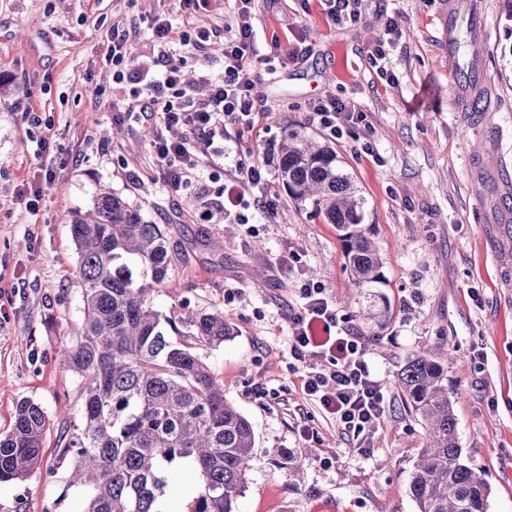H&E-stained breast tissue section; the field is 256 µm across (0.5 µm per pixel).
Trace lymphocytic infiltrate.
<instances>
[{
  "label": "lymphocytic infiltrate",
  "instance_id": "1",
  "mask_svg": "<svg viewBox=\"0 0 512 512\" xmlns=\"http://www.w3.org/2000/svg\"><path fill=\"white\" fill-rule=\"evenodd\" d=\"M237 26L223 45L224 72L211 79L205 98L193 97L185 89L181 70L166 65L158 73L128 72L129 36L126 31H112L105 57L111 62L115 83L132 82V99L141 102L144 120L162 115L163 126L155 130L152 154L164 172L169 193L175 194L188 184L190 174L214 167L224 154V144L238 137L242 130L255 126L259 100L247 70L256 62V32L253 0H237ZM313 110L320 125L336 132L345 124H363L366 113L334 97L318 98ZM264 179V165L236 160L224 172V184L216 204L230 224L249 223L248 210L257 207L273 212V205L261 199H248L251 187ZM303 303L291 317V353L302 366L304 393L315 400L325 416L336 421L351 442L354 452L366 455L370 448L368 431L384 418V396L371 374L362 342L354 336L337 334V318L322 286L301 290Z\"/></svg>",
  "mask_w": 512,
  "mask_h": 512
}]
</instances>
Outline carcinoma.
<instances>
[{
	"label": "carcinoma",
	"instance_id": "carcinoma-1",
	"mask_svg": "<svg viewBox=\"0 0 512 512\" xmlns=\"http://www.w3.org/2000/svg\"><path fill=\"white\" fill-rule=\"evenodd\" d=\"M473 19L451 21L448 53L454 80L469 74ZM278 170L289 196L311 204L336 226L353 286L385 279L362 198L336 153L303 131L288 130ZM81 281L83 321L61 361L82 379L80 424L64 435L72 460L69 483L87 489L83 512H160L170 474H198L184 512H234L249 479L255 447L250 420L224 397V383L187 343L172 342V320L154 308L184 256L166 227L105 188L71 225ZM183 335L219 346L230 335L224 313H187ZM443 345L409 360L397 387L426 430L409 477L417 512H489L491 485L459 447L448 394ZM49 417L40 404H17L11 430L0 435V483L23 481L42 468Z\"/></svg>",
	"mask_w": 512,
	"mask_h": 512
}]
</instances>
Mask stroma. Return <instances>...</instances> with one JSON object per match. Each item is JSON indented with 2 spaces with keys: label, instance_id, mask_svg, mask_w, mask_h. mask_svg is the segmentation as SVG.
Masks as SVG:
<instances>
[{
  "label": "stroma",
  "instance_id": "35a3bbf8",
  "mask_svg": "<svg viewBox=\"0 0 512 512\" xmlns=\"http://www.w3.org/2000/svg\"><path fill=\"white\" fill-rule=\"evenodd\" d=\"M444 0H364L359 23H333L320 0H255L259 45L279 38L299 48L297 61L249 72L262 112L253 130L228 142L231 159L275 158L285 132L298 129L336 152L364 199L363 221L374 230L385 281L355 290L334 225L313 208H298L277 170L259 189L274 215L251 224L222 216L199 220L224 183L211 171L208 195L196 187L168 193L153 158L151 127L128 111L129 84L115 83L103 43L113 27L130 33V66L154 69L159 54L181 67L194 94L222 74L224 56L161 44L151 23L224 35L237 20L235 0H199L185 15L178 0H0V435L18 402L39 403L50 419L44 468L23 481L0 483V512H81L86 490L69 484L70 461L58 458L64 425L81 414V380L59 361L56 347L82 320L81 284L70 227L91 208L99 188L136 205L169 228L185 261L158 310L220 311L231 334L197 354L224 383V395L251 421L254 459L237 512H417L408 476L424 428L395 381L422 350L446 343L448 387L454 392L459 444L487 472L490 512H512V216L498 200L494 177L468 166L474 144L496 152L512 176V0H465L484 7L488 41L481 61L494 88L486 118H469L449 89ZM394 20L400 38L376 65L366 55ZM335 96L366 112L369 126L345 125L328 136L310 108ZM38 113L53 126V147L35 155ZM371 143L372 155L357 154ZM53 170L36 210L20 198L38 168ZM223 239L212 254L207 240ZM325 287L341 334L359 337L382 388L386 414L368 434L369 455L302 390L291 355L289 314L302 284ZM389 310L382 328L363 316L372 296ZM483 351L480 364L472 348ZM313 428L316 439L302 437ZM313 460L294 474L285 451ZM329 465L315 462L317 452Z\"/></svg>",
  "mask_w": 512,
  "mask_h": 512
}]
</instances>
